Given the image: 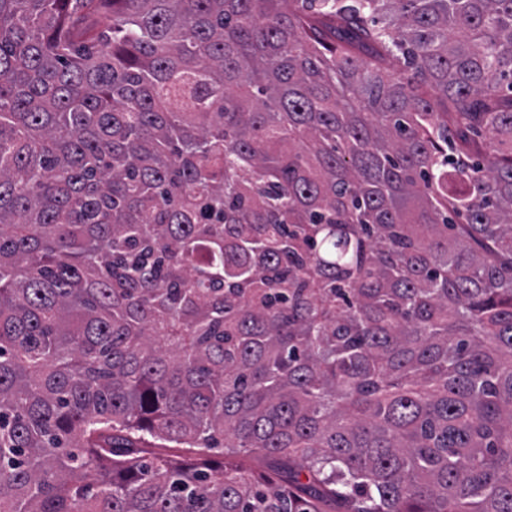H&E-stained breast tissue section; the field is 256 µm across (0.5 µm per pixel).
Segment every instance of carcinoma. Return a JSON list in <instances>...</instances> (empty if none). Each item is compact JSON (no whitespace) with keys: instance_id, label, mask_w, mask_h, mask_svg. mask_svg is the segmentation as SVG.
I'll return each mask as SVG.
<instances>
[{"instance_id":"cac0c4a2","label":"carcinoma","mask_w":512,"mask_h":512,"mask_svg":"<svg viewBox=\"0 0 512 512\" xmlns=\"http://www.w3.org/2000/svg\"><path fill=\"white\" fill-rule=\"evenodd\" d=\"M0 512H512V0H0Z\"/></svg>"}]
</instances>
